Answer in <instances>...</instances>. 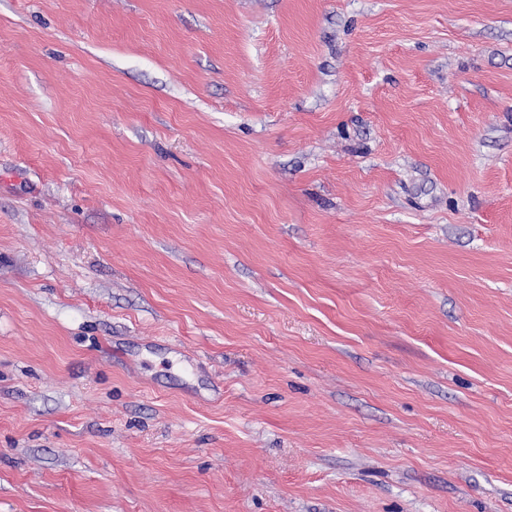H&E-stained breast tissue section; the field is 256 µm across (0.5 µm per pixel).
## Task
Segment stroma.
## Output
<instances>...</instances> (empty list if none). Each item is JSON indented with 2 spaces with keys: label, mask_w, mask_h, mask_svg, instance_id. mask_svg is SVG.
<instances>
[{
  "label": "stroma",
  "mask_w": 512,
  "mask_h": 512,
  "mask_svg": "<svg viewBox=\"0 0 512 512\" xmlns=\"http://www.w3.org/2000/svg\"><path fill=\"white\" fill-rule=\"evenodd\" d=\"M0 512H512V0H0Z\"/></svg>",
  "instance_id": "35a3bbf8"
}]
</instances>
